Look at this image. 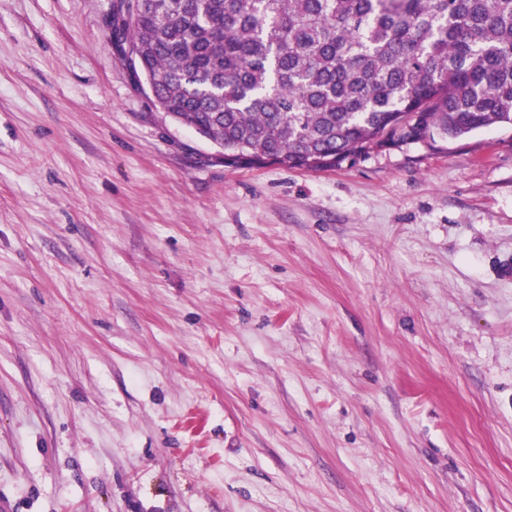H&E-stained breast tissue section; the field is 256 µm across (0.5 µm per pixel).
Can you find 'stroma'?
<instances>
[{
	"label": "stroma",
	"instance_id": "obj_1",
	"mask_svg": "<svg viewBox=\"0 0 512 512\" xmlns=\"http://www.w3.org/2000/svg\"><path fill=\"white\" fill-rule=\"evenodd\" d=\"M112 4L0 0V512H512V128L229 165Z\"/></svg>",
	"mask_w": 512,
	"mask_h": 512
}]
</instances>
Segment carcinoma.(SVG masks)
I'll list each match as a JSON object with an SVG mask.
<instances>
[{
	"label": "carcinoma",
	"mask_w": 512,
	"mask_h": 512,
	"mask_svg": "<svg viewBox=\"0 0 512 512\" xmlns=\"http://www.w3.org/2000/svg\"><path fill=\"white\" fill-rule=\"evenodd\" d=\"M112 44L234 165L512 127V0H136Z\"/></svg>",
	"instance_id": "1"
}]
</instances>
